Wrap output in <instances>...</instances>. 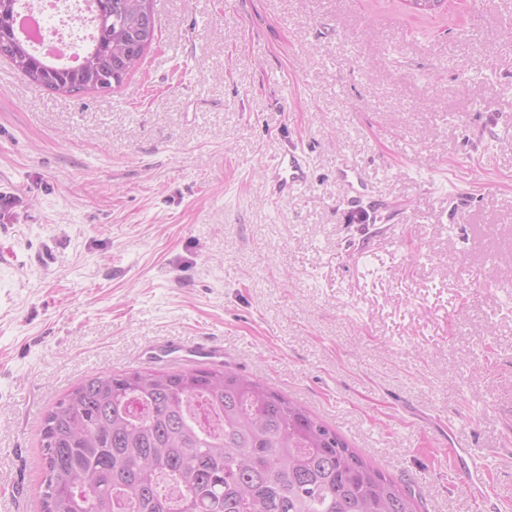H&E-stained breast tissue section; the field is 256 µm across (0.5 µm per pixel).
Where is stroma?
I'll list each match as a JSON object with an SVG mask.
<instances>
[{
	"mask_svg": "<svg viewBox=\"0 0 512 512\" xmlns=\"http://www.w3.org/2000/svg\"><path fill=\"white\" fill-rule=\"evenodd\" d=\"M154 4L112 93L0 57V512H40L46 411L157 340L222 346L421 512H512V0ZM291 149L308 182L271 198ZM346 167L396 225L355 216ZM457 473L463 478L465 486L473 498H480L485 490V473L477 466L469 448H459L454 457Z\"/></svg>",
	"mask_w": 512,
	"mask_h": 512,
	"instance_id": "obj_1",
	"label": "stroma"
}]
</instances>
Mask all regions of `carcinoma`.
Wrapping results in <instances>:
<instances>
[{"mask_svg":"<svg viewBox=\"0 0 512 512\" xmlns=\"http://www.w3.org/2000/svg\"><path fill=\"white\" fill-rule=\"evenodd\" d=\"M149 0H94L84 63L63 67L18 35L0 0V54L61 95L110 92L157 40ZM40 512H418L335 429L222 363L92 375L45 415Z\"/></svg>","mask_w":512,"mask_h":512,"instance_id":"carcinoma-1","label":"carcinoma"}]
</instances>
